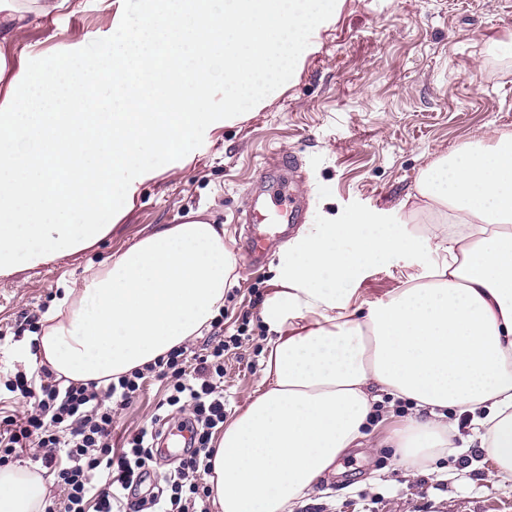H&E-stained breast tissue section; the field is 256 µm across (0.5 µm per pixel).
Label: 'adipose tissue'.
Returning a JSON list of instances; mask_svg holds the SVG:
<instances>
[{
    "label": "adipose tissue",
    "instance_id": "ef3b65f1",
    "mask_svg": "<svg viewBox=\"0 0 512 512\" xmlns=\"http://www.w3.org/2000/svg\"><path fill=\"white\" fill-rule=\"evenodd\" d=\"M416 191L411 214L438 217L428 229L371 212L289 241L260 310L272 334L263 386L205 476L217 512H293L387 397L410 409L390 438L406 465L455 447L458 411L512 478V135L438 157ZM423 253V271L360 301L370 270ZM235 269L219 225L161 227L64 290L38 353L25 338L14 352L66 383H109L202 335ZM44 496L37 472L0 469V512H41Z\"/></svg>",
    "mask_w": 512,
    "mask_h": 512
}]
</instances>
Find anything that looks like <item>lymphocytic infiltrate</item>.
Returning <instances> with one entry per match:
<instances>
[{
    "label": "lymphocytic infiltrate",
    "mask_w": 512,
    "mask_h": 512,
    "mask_svg": "<svg viewBox=\"0 0 512 512\" xmlns=\"http://www.w3.org/2000/svg\"><path fill=\"white\" fill-rule=\"evenodd\" d=\"M211 327L203 353L191 358L180 346L105 385L64 386L44 369L34 378L16 372L8 390L36 399L37 409L20 419L0 417V465L33 449V461L64 487V512H207L203 480L215 451L213 437L223 430L226 415L224 357L245 335L241 329L225 334L220 318ZM151 377L168 381L165 397L150 424L135 432L126 448L114 450L113 408L126 406ZM186 410L192 414L189 448L162 476L159 495L136 498L149 476L161 426Z\"/></svg>",
    "instance_id": "obj_1"
}]
</instances>
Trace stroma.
<instances>
[{"instance_id": "1", "label": "stroma", "mask_w": 512, "mask_h": 512, "mask_svg": "<svg viewBox=\"0 0 512 512\" xmlns=\"http://www.w3.org/2000/svg\"><path fill=\"white\" fill-rule=\"evenodd\" d=\"M12 43L0 41L6 67L13 49L38 59L74 42L113 34L123 0L102 9L98 0H68L44 17L34 0ZM512 0H345L335 22L313 38L311 52L267 105L247 119L211 132L187 164H168L138 188L110 233L90 248L35 268L0 275V410L24 416L35 399L7 390L16 371H30L13 354L17 338L37 336L39 321L64 288L80 284L86 267L99 266L156 228L194 217L224 227L237 256L238 278L224 293V331L247 324L249 337L224 357L228 414L244 407L264 378L270 334L259 309L272 292L271 269L283 254L275 246L254 269L240 256L250 233L249 195L276 192L266 168L283 153L298 167L285 193L301 205L305 224L343 223L377 210L400 221L399 205L434 158L466 144L512 133ZM0 76V93L10 82ZM403 261L372 271L360 284L374 303L399 287ZM164 393L149 381L138 398L112 411V442L149 424ZM403 403L380 404L362 446L336 461L337 472L314 488L296 512H512V481L499 480L479 446L438 456L412 468L395 448L382 447L405 415Z\"/></svg>"}]
</instances>
